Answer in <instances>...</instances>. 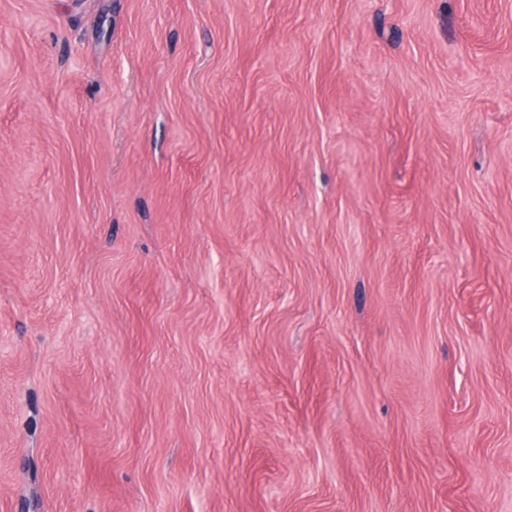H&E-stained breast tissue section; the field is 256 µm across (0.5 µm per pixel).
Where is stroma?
<instances>
[{
  "label": "stroma",
  "mask_w": 512,
  "mask_h": 512,
  "mask_svg": "<svg viewBox=\"0 0 512 512\" xmlns=\"http://www.w3.org/2000/svg\"><path fill=\"white\" fill-rule=\"evenodd\" d=\"M0 512H512V0H0Z\"/></svg>",
  "instance_id": "35a3bbf8"
}]
</instances>
